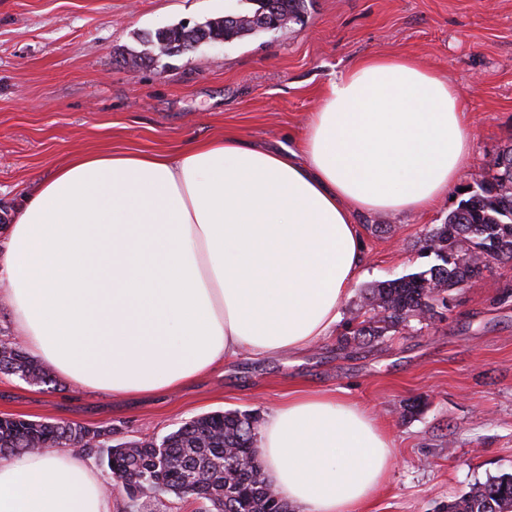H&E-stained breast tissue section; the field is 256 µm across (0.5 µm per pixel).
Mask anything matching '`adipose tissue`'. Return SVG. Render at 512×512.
Wrapping results in <instances>:
<instances>
[{"label": "adipose tissue", "mask_w": 512, "mask_h": 512, "mask_svg": "<svg viewBox=\"0 0 512 512\" xmlns=\"http://www.w3.org/2000/svg\"><path fill=\"white\" fill-rule=\"evenodd\" d=\"M471 150L447 78L364 57L290 147L226 133L72 154L0 232V296L29 354L90 392H175L243 352L295 356L333 333L360 277L355 213L429 210ZM256 455L293 512H365L395 465L366 409L303 388ZM0 512H112L110 482L78 451L11 456Z\"/></svg>", "instance_id": "1"}]
</instances>
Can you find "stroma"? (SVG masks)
I'll return each instance as SVG.
<instances>
[{"instance_id":"stroma-1","label":"stroma","mask_w":512,"mask_h":512,"mask_svg":"<svg viewBox=\"0 0 512 512\" xmlns=\"http://www.w3.org/2000/svg\"><path fill=\"white\" fill-rule=\"evenodd\" d=\"M247 0H0V226L78 151L172 150L224 132L270 148L302 131L328 85L358 59L404 55L446 77L467 109L468 186L512 143V0H312L279 31L203 45L145 66L138 35L247 11ZM456 206L359 212L362 275L335 335L298 356L243 353L185 389L115 397L0 374V414L110 427L113 442L161 439L218 411L258 419L296 387L347 390L393 441L394 469L367 512H448L450 498L512 472V262L452 290L437 318L339 346L370 284L427 267L419 241ZM113 512H202L193 497L112 490Z\"/></svg>"}]
</instances>
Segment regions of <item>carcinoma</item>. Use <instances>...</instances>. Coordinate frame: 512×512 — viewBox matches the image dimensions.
<instances>
[{
    "mask_svg": "<svg viewBox=\"0 0 512 512\" xmlns=\"http://www.w3.org/2000/svg\"><path fill=\"white\" fill-rule=\"evenodd\" d=\"M307 0H250L256 8L228 14L189 27L168 26L145 37L162 56L195 49L202 38L211 41L267 32L255 17L279 21L278 28L301 18ZM421 248L434 258L429 268L382 281L364 297L367 316L341 343L375 341L410 327L411 321L434 311L444 301L448 283L462 285L494 262L512 261V145L505 146L448 214L430 228ZM0 373L20 374L43 384L53 382L49 371L22 352L19 343L0 338ZM257 417L238 411L214 412L184 422L160 441L110 445L112 431L61 420H30L0 416V458L43 448H107L106 467L122 478L121 487L138 495L172 493L194 496L216 512H283L287 505L253 476ZM448 512H512V473L476 483L448 502Z\"/></svg>",
    "mask_w": 512,
    "mask_h": 512,
    "instance_id": "obj_1",
    "label": "carcinoma"
}]
</instances>
